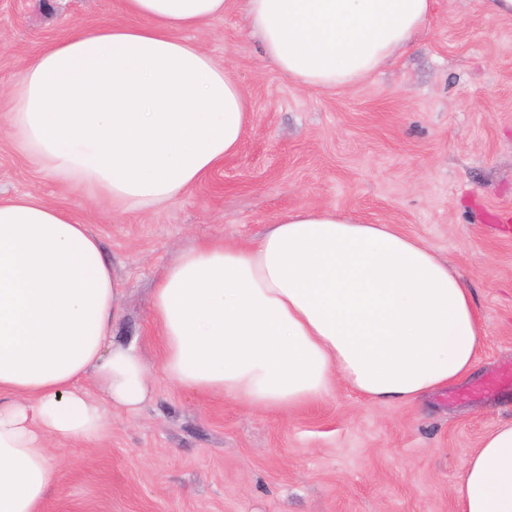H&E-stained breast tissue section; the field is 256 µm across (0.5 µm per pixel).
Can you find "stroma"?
Returning a JSON list of instances; mask_svg holds the SVG:
<instances>
[{"instance_id":"stroma-1","label":"stroma","mask_w":512,"mask_h":512,"mask_svg":"<svg viewBox=\"0 0 512 512\" xmlns=\"http://www.w3.org/2000/svg\"><path fill=\"white\" fill-rule=\"evenodd\" d=\"M118 0H0V200L31 194L91 224L123 286L116 340L136 342L152 397L108 412L98 441H50L61 479L43 512H456L464 459L512 418V17L486 0H435L429 23L375 74L299 89L263 55L228 0L183 32L226 62L251 120L236 154L164 210L95 206L38 171L3 114L23 67L74 25L119 20ZM333 206L429 245L471 288L487 330L472 375L410 405L340 386L320 404L260 413L189 395L164 374L153 289L205 238L253 242L301 207Z\"/></svg>"}]
</instances>
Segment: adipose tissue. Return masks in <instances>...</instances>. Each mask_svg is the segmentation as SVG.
Returning <instances> with one entry per match:
<instances>
[{
  "mask_svg": "<svg viewBox=\"0 0 512 512\" xmlns=\"http://www.w3.org/2000/svg\"><path fill=\"white\" fill-rule=\"evenodd\" d=\"M226 0H119L22 70L5 115L39 170L119 211L173 203L235 154L251 114L230 68L180 38ZM433 0H244L265 55L296 88L356 84L428 22ZM120 287L91 225L33 195L0 201V512H41L61 468L49 438L93 441L105 407L149 399L135 344L114 345ZM161 366L191 394L262 412L344 384L414 404L465 380L486 328L461 276L392 224L292 210L248 245L212 238L158 280ZM104 387L91 399L86 380ZM457 512H512V420L463 463Z\"/></svg>",
  "mask_w": 512,
  "mask_h": 512,
  "instance_id": "adipose-tissue-1",
  "label": "adipose tissue"
}]
</instances>
